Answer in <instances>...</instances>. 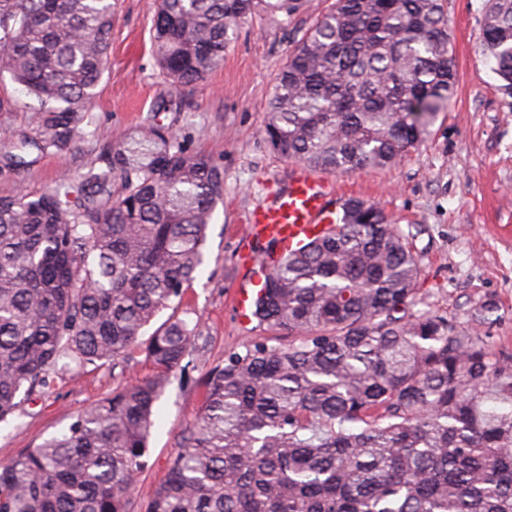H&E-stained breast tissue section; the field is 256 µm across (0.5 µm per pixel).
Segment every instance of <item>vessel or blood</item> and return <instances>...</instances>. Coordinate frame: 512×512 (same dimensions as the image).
<instances>
[{
	"mask_svg": "<svg viewBox=\"0 0 512 512\" xmlns=\"http://www.w3.org/2000/svg\"><path fill=\"white\" fill-rule=\"evenodd\" d=\"M341 207L333 181L322 172L298 163L293 166L287 183L249 212L247 237L253 243L273 246L276 254L291 252L319 235L327 225L338 223ZM263 281L261 269L253 268L247 286L234 294L238 313H246Z\"/></svg>",
	"mask_w": 512,
	"mask_h": 512,
	"instance_id": "obj_1",
	"label": "vessel or blood"
}]
</instances>
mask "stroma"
Segmentation results:
<instances>
[{
    "label": "stroma",
    "instance_id": "1",
    "mask_svg": "<svg viewBox=\"0 0 512 512\" xmlns=\"http://www.w3.org/2000/svg\"><path fill=\"white\" fill-rule=\"evenodd\" d=\"M330 2L307 0L285 28L255 21L226 48L223 64L204 82L175 90L163 82L151 55L156 0H117L110 68L90 106L79 151L46 154L25 169L0 168V195L51 190L60 177L77 179L153 113L188 151L209 156L224 170V201L208 228L204 268L181 301L201 319L204 353L171 378L156 404L134 506L146 502L165 477L202 408L207 371L253 343L289 342L287 332L266 329L253 318L240 321L230 295L250 270L246 218L263 195L287 183L292 168L260 134L276 74ZM485 5V0H447L456 90L425 141L393 167L336 172L332 178L345 196L376 204L408 232L421 270L417 311L445 314L469 330L470 313L489 305L481 330L491 336L495 351L512 354V101L497 90L480 47ZM0 96L17 101L14 111L0 112L3 154L29 133L37 102L4 69ZM164 99L179 102L180 111H160ZM150 372L137 351L122 375L108 365L61 371L49 390L23 403L0 426V463L60 433L78 411Z\"/></svg>",
    "mask_w": 512,
    "mask_h": 512
}]
</instances>
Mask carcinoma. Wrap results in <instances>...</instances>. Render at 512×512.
Instances as JSON below:
<instances>
[{"mask_svg":"<svg viewBox=\"0 0 512 512\" xmlns=\"http://www.w3.org/2000/svg\"><path fill=\"white\" fill-rule=\"evenodd\" d=\"M113 0H0V56L37 99L0 166L77 147L107 71ZM304 0H157L152 55L177 89L205 80L256 17ZM481 46L512 98V0H488ZM456 86L444 0H334L279 69L262 137L279 157L348 172L397 164ZM224 171L148 116L75 182L0 196V423L62 369L152 373L0 465V512H131L154 409L201 351L179 309L204 264ZM377 205L269 268L259 342L212 367L204 404L140 512H512V354L415 310L420 266ZM172 314L149 335L164 309Z\"/></svg>","mask_w":512,"mask_h":512,"instance_id":"carcinoma-1","label":"carcinoma"}]
</instances>
